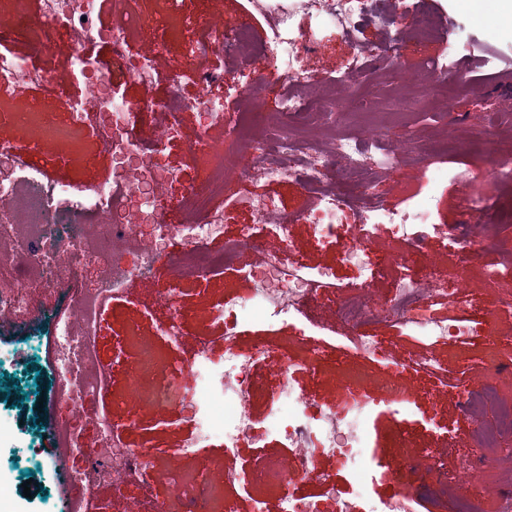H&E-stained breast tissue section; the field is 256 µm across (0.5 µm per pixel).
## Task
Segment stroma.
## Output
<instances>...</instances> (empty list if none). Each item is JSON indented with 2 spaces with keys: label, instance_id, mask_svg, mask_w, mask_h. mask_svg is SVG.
<instances>
[{
  "label": "stroma",
  "instance_id": "1",
  "mask_svg": "<svg viewBox=\"0 0 512 512\" xmlns=\"http://www.w3.org/2000/svg\"><path fill=\"white\" fill-rule=\"evenodd\" d=\"M398 2L396 11L367 16L355 44L338 30H321L319 19L298 14L299 32H321L320 48L304 60L314 77L306 93L315 103H329L334 114L326 125L289 120L288 130L293 135L315 139L325 153L341 137L363 146L382 143L397 165L396 177L381 174L376 178V190L389 203H401L408 192L417 189L422 169L439 158H446L451 172L459 168L465 171V181L451 175L433 185L430 206L438 229L410 260L421 273L433 274L444 288L467 296L463 314L479 338L467 350L443 352L441 366L447 371L443 378L407 368L409 356L419 355V346L394 341V328L382 320L365 324L362 331L390 347L401 370L358 353L345 337L338 307L342 299L363 294L373 306L384 308L403 273L401 241L389 226L377 229L370 249L380 266L370 287L359 291L356 284L360 271L342 259L343 238L351 233V226L338 227L336 235L319 237L313 225L299 218L301 212L313 206L312 196L302 183H256L243 173L232 172L224 179L225 187L271 197L280 211L294 216L295 221L284 242L270 225L254 223L248 212L230 209L224 215L226 235L235 237L241 226H251L263 249L277 250L282 244H289L309 263L334 268L341 287L340 292L318 295L308 305L307 316L315 322V330L283 321L270 326H241L240 348H251L261 340L270 351L269 360L253 369L256 388L251 410L256 422H264L272 397L283 381L278 365L302 347L316 349L321 353L316 368L292 374L307 398L321 404L336 403L349 396H367L386 384L407 388L414 395L410 412L404 414L395 407L382 406L368 421L367 456L372 477L367 492L372 499L385 501L398 493L390 470L406 460L417 468L414 490L429 512H451L450 499L439 496L438 488L448 479L457 485L466 484L476 471L481 478L471 491L474 512H502L505 501L512 496V432L503 434L493 448L483 446L479 435L494 425L498 405L512 406V306L503 304L505 296H512V287L497 286L487 279L488 269L512 261V179L495 181L488 172L490 157L512 154V33L501 23L498 0H482L477 10L462 6L457 0ZM183 7L198 15L199 32L222 27L227 16L247 13L251 16L253 42L261 43L266 36L262 14L246 0H184ZM422 10L439 20V38L419 46L417 53L399 54L413 18ZM448 39L468 41L467 57L477 63L478 69L468 73L467 84L449 85L442 95H435L431 85L419 82L408 88L395 80L380 83L370 69L350 80L345 77L355 45L386 50L392 56V71L397 74L419 70L422 58L442 55ZM181 49L177 36L161 46L152 34L135 30L130 33L126 53L134 60H152L157 72L153 88L157 100L164 101L175 94L186 101L195 93L196 71L180 68ZM262 67L257 57L231 53L216 54L201 63L202 69L223 74L221 93L226 110H234L241 101L253 97L265 120L274 124L283 121L278 100L263 96L252 83V71ZM470 222L484 227L486 243L477 258L463 262L456 254L455 242ZM164 286L160 279L133 284L134 304L116 306L107 316L102 332L104 365L112 363L113 337L123 335L128 338L127 352L135 359L174 363L191 357V345L171 347L157 334L159 322L167 317L166 309L156 301ZM247 288V282L240 278L217 279L202 287L193 283L178 285L184 335L213 339L223 336V325L205 320L202 310L244 295ZM6 333L12 338L13 352L9 362L0 367V407L19 404L23 409L36 410L37 416L35 424L19 430L21 447L0 452V477L7 479L18 512H63L47 469L51 457L47 440L50 418L37 410L39 395L47 390L40 339L48 330L12 326ZM466 376L480 378L494 390L496 404L482 410L468 408L456 393L457 385ZM193 430L191 418L174 404L157 412L141 410L137 424L130 425V447L147 442L158 450L153 493L161 501L171 499L169 481L175 469L204 473L217 484L228 468L248 478L267 465L287 468L293 463L290 450L273 435L260 445H244L229 457L218 439L194 454H180L181 443ZM26 482L31 485L27 492L22 489Z\"/></svg>",
  "mask_w": 512,
  "mask_h": 512
}]
</instances>
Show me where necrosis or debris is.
I'll use <instances>...</instances> for the list:
<instances>
[{
    "label": "necrosis or debris",
    "instance_id": "necrosis-or-debris-1",
    "mask_svg": "<svg viewBox=\"0 0 512 512\" xmlns=\"http://www.w3.org/2000/svg\"><path fill=\"white\" fill-rule=\"evenodd\" d=\"M146 2L147 13L133 17L131 24L104 27L97 23L103 8L121 11L127 0H38L32 14L25 0H0V87L9 91L8 99L0 101V126L23 132L19 138H0V157L12 160L10 168L0 169V318H39L41 307L31 293L35 286L45 295L59 294L64 299L49 332L53 385L45 403L54 413L55 426L62 430L50 470L67 489L73 512H96L94 491L105 482L111 483L115 501H122L134 487L143 495L147 512H166V503L152 495L158 452L147 445L128 446L125 426L112 417V376L93 363L102 346L103 319L114 306L132 302L131 283L156 277L170 285L202 283L242 271L240 259L252 250L254 241L245 227L236 237H225L226 207H245L258 223L274 225L280 236H287L288 219L279 215L271 199L258 194L225 196V173L238 169L257 181L302 179L315 196L314 211L306 219L319 230L333 229L345 211H352L356 232L348 238L343 256L363 268L359 282L363 288L375 276L368 242L379 226H390L412 250L419 243L417 227L431 224L423 192H414L397 207L377 198L357 204L327 189L326 182L336 170L343 183L362 184L368 169L365 153L351 141H339L332 157L325 159L311 141L289 136L284 127L248 137L242 119L228 118L224 100L216 93L223 75L204 71L198 75L199 88L191 101L176 96L165 101L170 115L167 140L149 152V163L138 176L65 184L28 161L26 152L48 140L68 142L83 152L92 148L115 161L140 153L128 130L140 112L152 107L150 91L157 76L149 61L127 64L130 27L159 20L173 31L187 22L183 0ZM253 4L262 10L269 30L259 53L272 59L280 73L282 114H309L312 107L299 90L311 83L312 76L302 59L319 47L318 36L298 35L289 11L264 9L263 0ZM306 5L327 25L341 28L354 40L369 0H306ZM22 28L36 52L65 35L73 47L67 70L59 73L35 66L28 55L12 49ZM101 41L112 46L113 62L106 67L91 50ZM129 80L142 88L140 100L120 96L119 86ZM37 90L65 99V124H58L55 114L34 98ZM17 99L26 100L24 110L15 109ZM186 110L206 116L207 132L190 131L181 119ZM212 129L225 130V137L210 138ZM172 143L185 145L188 161L204 175L201 185L190 187L173 205L159 191L160 186L182 180L181 169L164 159ZM213 241L222 242V249L209 250ZM245 274L249 288L236 301L239 319L245 324L304 317L309 300L336 285L329 268L308 265L298 255L284 260L276 250L263 252L259 264ZM463 304L456 292L438 296L427 276L405 270L390 299L389 319L402 340L421 348L420 356L410 361L413 368L438 373L442 350H463L474 340L471 327L453 314ZM339 310L341 320L353 331L351 345L364 355L387 359L378 339L359 332L362 325L379 318V310L348 301ZM193 342L190 362L164 363L148 374L129 376L127 403L135 410L169 404L190 408L195 432L181 446L186 455L216 438L222 440L225 453L232 454L242 443H257L270 434L293 448L290 469L256 473V481L271 483L278 497L272 507L256 500L254 512H322L318 502L297 496L295 490L321 479L318 462L324 457L339 460L358 484H365L369 470L365 421L377 406L405 410L411 404L405 390L389 387L375 399L317 407L287 379L273 396L268 420L260 427L251 411L252 372L258 362L269 358L265 344L241 353L231 328L224 331L222 351H215L212 340L206 338ZM391 475L400 491L384 503L359 495L344 497L336 494L332 484H325L332 512H417L420 498L409 490L410 466L392 470ZM241 483L240 473L232 469L225 470L220 488L203 486L200 477L178 474L171 481V491L177 501L202 504L204 512H233Z\"/></svg>",
    "mask_w": 512,
    "mask_h": 512
}]
</instances>
